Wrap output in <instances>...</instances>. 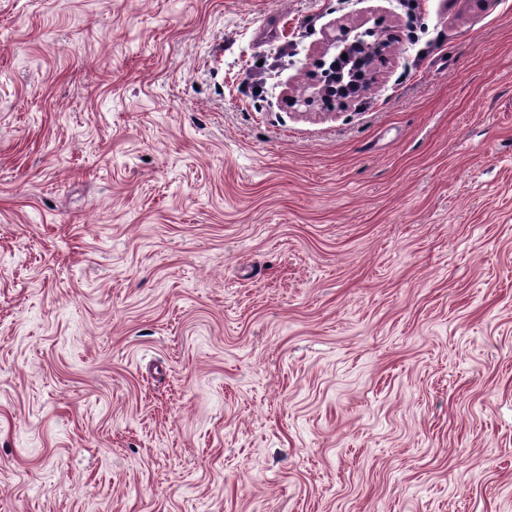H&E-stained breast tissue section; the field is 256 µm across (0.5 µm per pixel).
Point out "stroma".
<instances>
[{"instance_id": "obj_1", "label": "stroma", "mask_w": 512, "mask_h": 512, "mask_svg": "<svg viewBox=\"0 0 512 512\" xmlns=\"http://www.w3.org/2000/svg\"><path fill=\"white\" fill-rule=\"evenodd\" d=\"M0 512H512V0H0ZM331 49L334 51L331 69L324 72L329 77L328 82L323 81L322 86L316 88L308 97L295 100V104L300 102L299 105L311 106L315 102L329 104L335 100L343 104L359 86L361 89H367L373 83L374 77L370 69L372 57L365 45L351 41L348 32L339 30L338 34L334 32L327 37L325 54ZM343 54H347V59H342Z\"/></svg>"}]
</instances>
